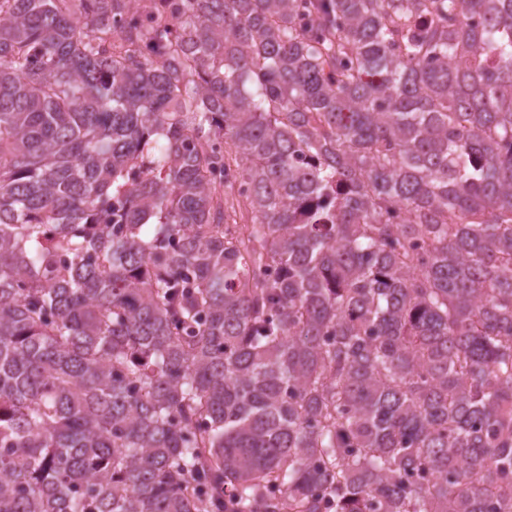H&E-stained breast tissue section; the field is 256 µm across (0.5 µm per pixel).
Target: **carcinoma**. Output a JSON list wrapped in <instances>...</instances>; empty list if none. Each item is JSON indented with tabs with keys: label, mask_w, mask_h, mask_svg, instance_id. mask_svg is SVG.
<instances>
[{
	"label": "carcinoma",
	"mask_w": 512,
	"mask_h": 512,
	"mask_svg": "<svg viewBox=\"0 0 512 512\" xmlns=\"http://www.w3.org/2000/svg\"><path fill=\"white\" fill-rule=\"evenodd\" d=\"M129 2L0 0V512H512V0Z\"/></svg>",
	"instance_id": "cac0c4a2"
}]
</instances>
